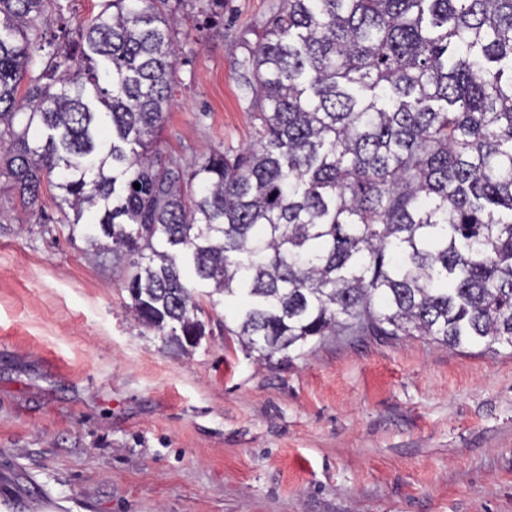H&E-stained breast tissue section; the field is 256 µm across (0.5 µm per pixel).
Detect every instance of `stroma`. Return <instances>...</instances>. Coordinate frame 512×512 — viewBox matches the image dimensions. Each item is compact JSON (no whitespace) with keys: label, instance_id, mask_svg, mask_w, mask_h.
I'll return each mask as SVG.
<instances>
[{"label":"stroma","instance_id":"obj_1","mask_svg":"<svg viewBox=\"0 0 512 512\" xmlns=\"http://www.w3.org/2000/svg\"><path fill=\"white\" fill-rule=\"evenodd\" d=\"M280 3L182 14L161 135L182 163L253 141L240 44ZM101 8L48 0V32ZM58 215L0 177V512H512V345L331 336L271 369L225 348L219 303L181 353Z\"/></svg>","mask_w":512,"mask_h":512}]
</instances>
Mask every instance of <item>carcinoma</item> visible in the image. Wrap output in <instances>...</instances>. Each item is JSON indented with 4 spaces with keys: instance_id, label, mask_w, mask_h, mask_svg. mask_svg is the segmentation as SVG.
I'll return each instance as SVG.
<instances>
[{
    "instance_id": "cac0c4a2",
    "label": "carcinoma",
    "mask_w": 512,
    "mask_h": 512,
    "mask_svg": "<svg viewBox=\"0 0 512 512\" xmlns=\"http://www.w3.org/2000/svg\"><path fill=\"white\" fill-rule=\"evenodd\" d=\"M45 2L0 0V176L72 236L90 213L169 345L205 336L187 267L271 367L327 336L512 345V0H282L242 62L256 143L188 167L158 142L193 0H107L38 71Z\"/></svg>"
}]
</instances>
